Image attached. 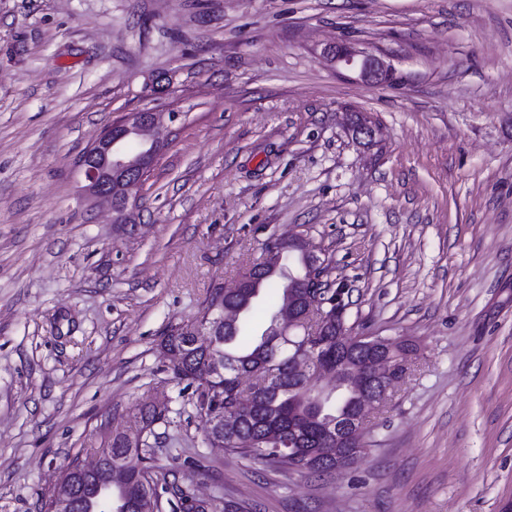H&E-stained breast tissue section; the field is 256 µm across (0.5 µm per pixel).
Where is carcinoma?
I'll list each match as a JSON object with an SVG mask.
<instances>
[{
  "instance_id": "obj_1",
  "label": "carcinoma",
  "mask_w": 512,
  "mask_h": 512,
  "mask_svg": "<svg viewBox=\"0 0 512 512\" xmlns=\"http://www.w3.org/2000/svg\"><path fill=\"white\" fill-rule=\"evenodd\" d=\"M291 265L300 267V275H307L306 258L286 249L271 251L265 262L254 264L242 275L251 282L248 291L226 295L221 288L213 290L209 304L198 320L204 329L212 328L224 306L234 305L241 309L237 323L224 328L223 335L211 336L208 342L196 345L188 336L169 333L162 345L175 377L195 387L199 400L215 401L227 413L243 397L242 389L254 390L252 407L237 412L236 437H230L213 425L205 434L207 447L252 460L272 461L294 444L302 449L294 463L307 473L320 475L323 470L310 466L312 456L324 448L316 417L322 411L333 415L349 412L355 404V395L339 383L318 404L311 399L318 393V388L310 377L295 374L290 365V358L302 345L304 335H278L275 317L299 297L300 290L287 287L284 268ZM315 343L319 345L316 369L322 377H335L336 363L339 362L345 380L361 364L358 357L347 360L336 357L340 349L334 327L329 334L318 337ZM212 360L224 363L226 367L223 373L204 382L197 376V365ZM256 369L271 375L269 384L247 386L243 383V377ZM169 403L171 399L165 398L158 404L139 409L137 434L115 433L101 450L124 467L120 471L121 482L112 490L119 493L120 501L130 512H149L151 507L159 506V500L152 499V493L146 487L148 483L160 487L163 494L173 492L180 512H225L223 501H214L211 508L206 502L173 487L167 476H155L152 457L143 452V448L149 446L148 437L154 433V426L170 412Z\"/></svg>"
}]
</instances>
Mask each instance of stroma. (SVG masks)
I'll use <instances>...</instances> for the list:
<instances>
[{"mask_svg":"<svg viewBox=\"0 0 512 512\" xmlns=\"http://www.w3.org/2000/svg\"><path fill=\"white\" fill-rule=\"evenodd\" d=\"M336 40L397 82L336 74ZM144 108L177 117L124 226L80 199L77 162ZM300 228L350 289L351 335L421 345L365 454L319 477L205 447L161 350ZM178 390L150 443L196 498L512 504V0H0V512H41L73 460Z\"/></svg>","mask_w":512,"mask_h":512,"instance_id":"1","label":"stroma"}]
</instances>
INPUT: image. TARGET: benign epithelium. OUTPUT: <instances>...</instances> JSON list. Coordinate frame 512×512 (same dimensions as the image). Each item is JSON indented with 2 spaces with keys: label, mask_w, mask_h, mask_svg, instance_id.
Instances as JSON below:
<instances>
[{
  "label": "benign epithelium",
  "mask_w": 512,
  "mask_h": 512,
  "mask_svg": "<svg viewBox=\"0 0 512 512\" xmlns=\"http://www.w3.org/2000/svg\"><path fill=\"white\" fill-rule=\"evenodd\" d=\"M320 55L336 71H345L367 85H380L385 76L395 71L391 63L349 43H326L321 47ZM162 115L163 112L157 109L126 113L106 127L79 159L82 195L89 201L109 203L112 210L119 214L122 224L136 223L140 188L158 157L168 148L167 143L150 137L151 130ZM269 243L284 245L291 251H302L309 257L311 273L300 300L282 308L276 315L279 329L287 334L306 323L310 312L317 307L318 302L312 296L313 270L324 261L301 232L286 239L272 237ZM341 344L348 353L365 350L370 356L363 373L355 380L359 399L352 416L342 422L323 424V435L330 447L328 458L332 459L334 472L350 467L356 460L358 450L367 446L364 436L368 431L370 414L377 410L389 390L401 380L403 372L390 358V345L396 344L412 354L420 348L418 341L408 337L388 339L359 336L352 342L343 339ZM97 476L101 480L96 484V491L108 493L112 489V461L102 454L96 457L91 466L77 465L64 490L55 495L53 512H74L77 504L72 486L80 479Z\"/></svg>",
  "instance_id": "benign-epithelium-1"
}]
</instances>
